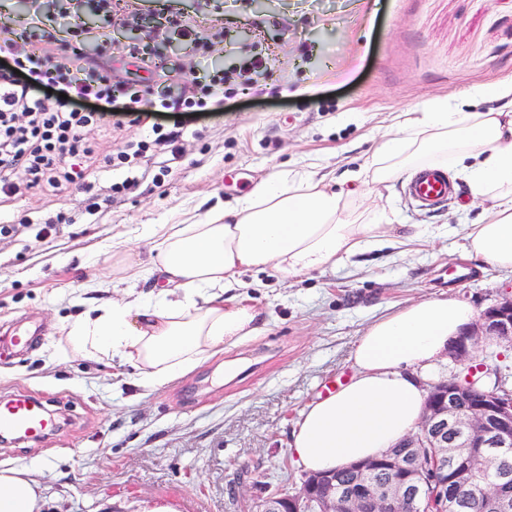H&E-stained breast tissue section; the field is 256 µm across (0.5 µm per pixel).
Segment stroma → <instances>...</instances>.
Returning a JSON list of instances; mask_svg holds the SVG:
<instances>
[{
	"label": "stroma",
	"mask_w": 512,
	"mask_h": 512,
	"mask_svg": "<svg viewBox=\"0 0 512 512\" xmlns=\"http://www.w3.org/2000/svg\"><path fill=\"white\" fill-rule=\"evenodd\" d=\"M117 11L155 18L150 33L113 27L108 45L86 51L116 75L131 70L130 45L148 39L175 84L206 68L242 69L266 60L260 87L184 118L179 155L142 162L137 186L94 215L37 236L36 225L78 210L74 189L32 188L0 205V223L28 216L33 227L0 241V392L27 391L59 412L40 444L0 445V468L30 471L42 512H143L164 501L176 512H230L231 496L252 500L300 481L288 457L291 427L305 405L349 372L357 336L374 319L413 301L449 296L484 311L512 293V275L483 263L457 285L443 277L459 264V241L442 237L410 257L371 251L355 266L249 289L262 330L194 370L149 389L131 371L71 355L62 326L91 297L124 295L115 243L145 252L146 224L203 219L253 185L286 171L332 174L337 188L360 190L359 210L383 207L397 223L471 224L481 209L455 201L423 211L401 180L361 187L353 176L400 112L438 99H471L475 89L512 76V0H116ZM216 29L198 55L171 19ZM164 166L176 175L158 185ZM32 318L39 336L24 357L3 340ZM246 483H239L240 471Z\"/></svg>",
	"instance_id": "stroma-1"
}]
</instances>
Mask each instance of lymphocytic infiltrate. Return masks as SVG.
<instances>
[{"label": "lymphocytic infiltrate", "mask_w": 512, "mask_h": 512, "mask_svg": "<svg viewBox=\"0 0 512 512\" xmlns=\"http://www.w3.org/2000/svg\"><path fill=\"white\" fill-rule=\"evenodd\" d=\"M85 24L70 28L69 39L45 36L42 43L19 45L8 28L0 29V194H16L21 184H40L55 192L74 186L88 193V212L111 205L132 179L98 193L89 177L101 165L129 167L165 151L178 134L153 124L149 137L111 146L102 139L103 105L133 114L178 109L204 112L208 104L232 96L231 76L217 74L175 97L153 89L143 77L122 79L111 68L91 65L85 48L101 41Z\"/></svg>", "instance_id": "f902f5d3"}]
</instances>
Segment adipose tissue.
<instances>
[{
  "mask_svg": "<svg viewBox=\"0 0 512 512\" xmlns=\"http://www.w3.org/2000/svg\"><path fill=\"white\" fill-rule=\"evenodd\" d=\"M504 107L466 112L438 101L402 112L357 178L384 185L421 163L461 167L470 202L485 208L461 225L466 259L512 274V77L474 93ZM387 209L364 216L344 191L316 173H287L255 183L229 208L193 224H147L145 256L127 257L126 279L157 277L149 296L90 306L65 325L72 351L115 361L146 387L165 384L256 335L260 312L243 294L244 273L281 279L323 274L359 253L389 246L419 250L430 231L388 236ZM477 316L469 303L430 297L371 322L350 351L352 372L336 391L310 401L294 422L291 458L305 472L338 471L381 455L414 432L428 390L426 373ZM28 471L0 469V512H40Z\"/></svg>",
  "mask_w": 512,
  "mask_h": 512,
  "instance_id": "1",
  "label": "adipose tissue"
}]
</instances>
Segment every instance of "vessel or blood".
Instances as JSON below:
<instances>
[{
	"instance_id": "vessel-or-blood-1",
	"label": "vessel or blood",
	"mask_w": 512,
	"mask_h": 512,
	"mask_svg": "<svg viewBox=\"0 0 512 512\" xmlns=\"http://www.w3.org/2000/svg\"><path fill=\"white\" fill-rule=\"evenodd\" d=\"M453 191L447 170L425 166L417 170L406 186L407 195L420 206L433 207ZM57 426V416L44 402L25 392H17L0 402V433L28 441L40 440Z\"/></svg>"
}]
</instances>
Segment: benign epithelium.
Masks as SVG:
<instances>
[{
	"label": "benign epithelium",
	"instance_id": "1",
	"mask_svg": "<svg viewBox=\"0 0 512 512\" xmlns=\"http://www.w3.org/2000/svg\"><path fill=\"white\" fill-rule=\"evenodd\" d=\"M483 338L512 343V295L504 296L480 314L451 346L449 355L464 365ZM474 374L431 385L418 430L404 438L408 453L399 458L384 452L355 468L390 470L395 477L376 485H342L336 473L312 474L300 484L255 500V512H339L336 501H346V512H413L416 502L424 512H455L459 498H448V486L478 484L493 455L512 448V397L495 391L474 397ZM480 512H512V474L504 470L496 483L482 490Z\"/></svg>",
	"mask_w": 512,
	"mask_h": 512
}]
</instances>
